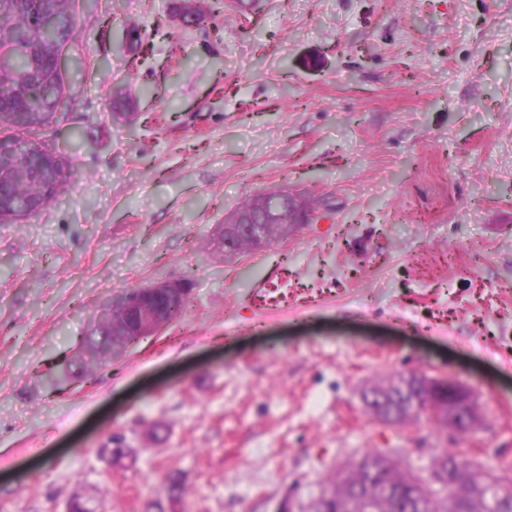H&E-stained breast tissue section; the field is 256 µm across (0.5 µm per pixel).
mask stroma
<instances>
[{"instance_id":"obj_1","label":"stroma","mask_w":512,"mask_h":512,"mask_svg":"<svg viewBox=\"0 0 512 512\" xmlns=\"http://www.w3.org/2000/svg\"><path fill=\"white\" fill-rule=\"evenodd\" d=\"M174 2L78 0L74 175L0 223V512H277L375 450L512 464V0H255L195 27ZM272 187L311 223L215 258ZM160 280L190 282L182 318L78 373L101 306ZM411 372L473 388L477 433L372 416L363 393Z\"/></svg>"}]
</instances>
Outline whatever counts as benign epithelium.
Segmentation results:
<instances>
[{"instance_id":"obj_1","label":"benign epithelium","mask_w":512,"mask_h":512,"mask_svg":"<svg viewBox=\"0 0 512 512\" xmlns=\"http://www.w3.org/2000/svg\"><path fill=\"white\" fill-rule=\"evenodd\" d=\"M285 213L288 214L286 224L282 223ZM308 219L309 205L305 200L287 192L275 200L259 193L224 220L214 246L230 256L237 253V242L247 238L254 249H261L270 244L269 225H282L281 237L286 239ZM190 293L188 283L166 280L128 289L100 309L97 322L104 321L116 308L123 310L124 317L112 322V333L124 337L127 348L167 328L173 322V306L188 299ZM421 399L425 400L426 412L442 421L443 428L454 434L471 433L482 425L483 413L473 391L460 382L418 374L410 403L416 404ZM393 400H398V396L391 385L373 390L365 404L376 418L389 423L393 420Z\"/></svg>"}]
</instances>
